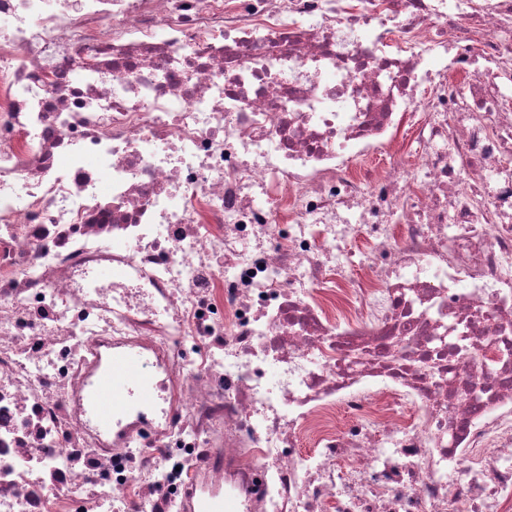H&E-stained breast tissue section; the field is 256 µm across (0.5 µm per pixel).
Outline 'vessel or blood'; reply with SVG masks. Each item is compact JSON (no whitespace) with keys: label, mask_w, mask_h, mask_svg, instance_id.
I'll return each mask as SVG.
<instances>
[{"label":"vessel or blood","mask_w":512,"mask_h":512,"mask_svg":"<svg viewBox=\"0 0 512 512\" xmlns=\"http://www.w3.org/2000/svg\"><path fill=\"white\" fill-rule=\"evenodd\" d=\"M164 392L160 370L151 367L140 350L122 348L92 371L78 405L96 432L109 434L129 414L155 409ZM196 512H239V505L233 497L212 493L198 500Z\"/></svg>","instance_id":"b4317fda"}]
</instances>
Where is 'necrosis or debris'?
<instances>
[{
  "label": "necrosis or debris",
  "instance_id": "obj_1",
  "mask_svg": "<svg viewBox=\"0 0 512 512\" xmlns=\"http://www.w3.org/2000/svg\"><path fill=\"white\" fill-rule=\"evenodd\" d=\"M223 490L512 512V0H0V512ZM164 392L162 373L140 350L113 349L106 364L91 372L77 402L96 432L110 434L133 412L148 408L156 417Z\"/></svg>",
  "mask_w": 512,
  "mask_h": 512
}]
</instances>
